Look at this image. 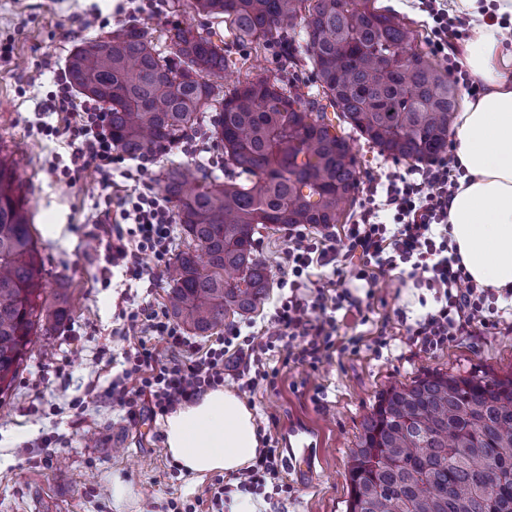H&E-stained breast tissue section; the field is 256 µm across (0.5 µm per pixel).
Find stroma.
Returning <instances> with one entry per match:
<instances>
[{"label":"stroma","instance_id":"obj_1","mask_svg":"<svg viewBox=\"0 0 512 512\" xmlns=\"http://www.w3.org/2000/svg\"><path fill=\"white\" fill-rule=\"evenodd\" d=\"M173 0H0V147L17 160L34 215L32 233L40 246L45 282L65 284L71 312L55 332L39 337L28 349L10 390L0 395V512H24L39 504L44 512H172L173 505L193 503L210 485L170 466L156 442L162 418L127 424L118 407L86 399L82 424H74L71 401L88 387L104 390L112 382V356L129 346L120 336L118 316L142 302H165L167 276L154 288H126L121 274L108 271L103 245L87 232L105 206L100 178L87 170L73 180L62 174L69 164L64 143L44 136L42 123H55L45 106L55 90L53 75L63 70L75 44L89 36L84 20L100 12L107 28L137 21L162 29L174 20ZM359 161L360 187L389 170L410 173L413 162L382 154L353 141ZM188 163L220 176L223 155L212 140L195 153L183 147L157 156L145 180L157 185L170 163ZM53 234H46V226ZM353 296L369 305L367 315L337 313L338 336H359V353L334 354L319 371L281 368L273 386L243 393L257 413L270 420V433L281 440L288 426L306 428L316 455L312 479L286 474L288 491L274 483L254 489L262 512H346L350 455L362 423L380 393L405 385L425 373L512 374V320L497 329L459 338L448 348L424 351L409 345L406 323L426 314L432 293L414 279L387 273L374 288L346 279ZM385 327L390 344L376 351V327ZM130 488L132 500L117 504L112 487Z\"/></svg>","mask_w":512,"mask_h":512}]
</instances>
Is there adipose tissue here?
<instances>
[{
    "label": "adipose tissue",
    "mask_w": 512,
    "mask_h": 512,
    "mask_svg": "<svg viewBox=\"0 0 512 512\" xmlns=\"http://www.w3.org/2000/svg\"><path fill=\"white\" fill-rule=\"evenodd\" d=\"M474 35L464 63L486 87L456 115L454 154L464 174L448 208V236L473 282L512 289V0H455ZM169 455L197 477L232 475L260 449L252 411L217 388L165 418Z\"/></svg>",
    "instance_id": "obj_1"
}]
</instances>
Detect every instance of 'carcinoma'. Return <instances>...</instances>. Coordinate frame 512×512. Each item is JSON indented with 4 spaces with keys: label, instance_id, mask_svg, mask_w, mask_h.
<instances>
[{
    "label": "carcinoma",
    "instance_id": "carcinoma-1",
    "mask_svg": "<svg viewBox=\"0 0 512 512\" xmlns=\"http://www.w3.org/2000/svg\"><path fill=\"white\" fill-rule=\"evenodd\" d=\"M201 23L159 36L139 23L80 40L66 76L106 105L123 154L165 153L208 121L224 177L184 163L159 187L188 245L169 269L167 311L198 336L267 299L270 270L255 235L273 226L340 223L359 183L345 128L394 158L425 162L448 147L458 89L417 30L374 0H186ZM242 47L279 45L311 66L316 91L265 77L216 83ZM17 165L0 148V394L32 337L70 313L43 288V259ZM346 512H512V377L427 373L384 390L362 425Z\"/></svg>",
    "mask_w": 512,
    "mask_h": 512
}]
</instances>
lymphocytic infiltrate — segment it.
<instances>
[{
    "instance_id": "f902f5d3",
    "label": "lymphocytic infiltrate",
    "mask_w": 512,
    "mask_h": 512,
    "mask_svg": "<svg viewBox=\"0 0 512 512\" xmlns=\"http://www.w3.org/2000/svg\"><path fill=\"white\" fill-rule=\"evenodd\" d=\"M422 8L433 20L432 50L448 56V72L466 81L467 74L455 60L457 42L471 32L455 24L435 0H423ZM57 90L52 109L65 113L63 124L51 127V135L64 139L71 149L74 171L94 169L102 176L123 162L112 144L108 116L92 101L76 100L65 73L55 77ZM414 178L388 173L386 189L369 185L356 223L348 225L342 241L324 234L292 229L282 258L293 279L289 294L275 307L278 332L272 336H242L228 329L209 346L185 336L166 311L140 307L122 312L123 335L135 344L125 351L122 370L112 382L111 399L127 422L143 414L165 415L193 402L206 390L224 384L226 371H233L243 388L253 391L270 372L267 363L278 356L282 365L296 364L318 370L330 362L335 349L358 351L361 337L336 338L339 309L356 307L348 289L327 294L325 287L306 288L304 275L314 267H332L334 273H349L374 283L377 275L409 266L410 277L432 291L438 304L407 326L409 341L424 350L447 347L456 337L475 330H491L495 321L486 315L497 295L493 289L474 283L463 267L455 247L437 238L434 229L448 224V206L463 170L453 152L415 168ZM118 222L103 211L94 237L106 244L107 259L123 268L131 280L155 284L168 266L173 248V211L151 185L134 188L119 204ZM282 453L266 445L235 483L216 480L205 496L196 497L193 512H224L233 489H250L278 480Z\"/></svg>"
}]
</instances>
